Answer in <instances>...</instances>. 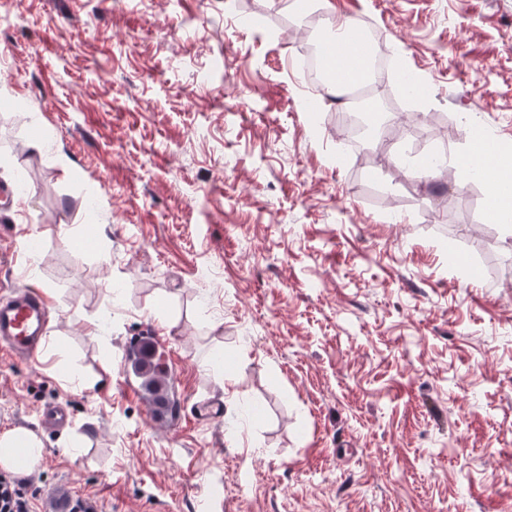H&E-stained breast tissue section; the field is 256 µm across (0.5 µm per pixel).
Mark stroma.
I'll return each instance as SVG.
<instances>
[{
    "instance_id": "obj_1",
    "label": "stroma",
    "mask_w": 512,
    "mask_h": 512,
    "mask_svg": "<svg viewBox=\"0 0 512 512\" xmlns=\"http://www.w3.org/2000/svg\"><path fill=\"white\" fill-rule=\"evenodd\" d=\"M292 3L0 0V296L50 312L0 353L34 512H512V235L458 163L474 126L512 144V0H331L422 81L377 92L382 159L337 139ZM432 148L451 183H405ZM149 326L167 428L125 359Z\"/></svg>"
}]
</instances>
